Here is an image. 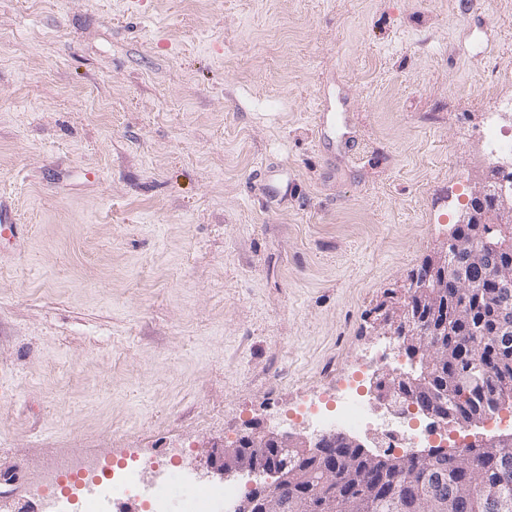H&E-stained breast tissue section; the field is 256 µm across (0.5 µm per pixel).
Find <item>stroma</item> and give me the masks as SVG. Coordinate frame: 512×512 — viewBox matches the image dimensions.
Wrapping results in <instances>:
<instances>
[{"label": "stroma", "mask_w": 512, "mask_h": 512, "mask_svg": "<svg viewBox=\"0 0 512 512\" xmlns=\"http://www.w3.org/2000/svg\"><path fill=\"white\" fill-rule=\"evenodd\" d=\"M19 33L35 41L19 47ZM512 0H0V512L60 457L213 448L405 352L380 307L512 127ZM339 106L321 135L317 109ZM440 424L386 450L512 435ZM485 138L493 151L509 155L512 159V130L511 133H506L500 127L492 125L487 128Z\"/></svg>", "instance_id": "obj_1"}]
</instances>
